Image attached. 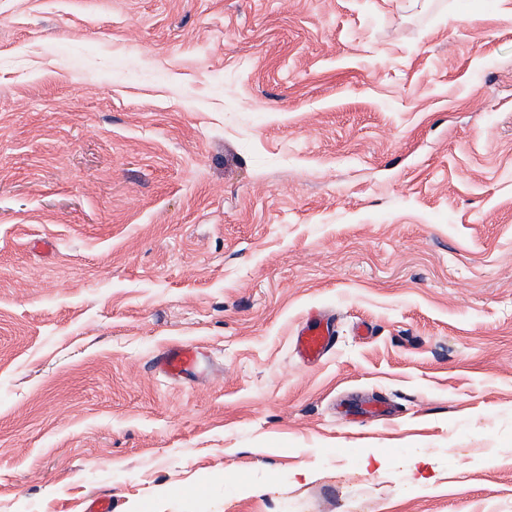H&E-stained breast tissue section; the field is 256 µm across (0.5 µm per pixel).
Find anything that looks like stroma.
Here are the masks:
<instances>
[{"label":"stroma","mask_w":512,"mask_h":512,"mask_svg":"<svg viewBox=\"0 0 512 512\" xmlns=\"http://www.w3.org/2000/svg\"><path fill=\"white\" fill-rule=\"evenodd\" d=\"M103 493L512 512V0H0V512ZM336 330L332 323L307 324L298 333L296 347L307 359H317L327 354L335 344ZM160 373L170 379L194 376L200 368L198 353L191 345H174L162 351L156 360Z\"/></svg>","instance_id":"35a3bbf8"}]
</instances>
